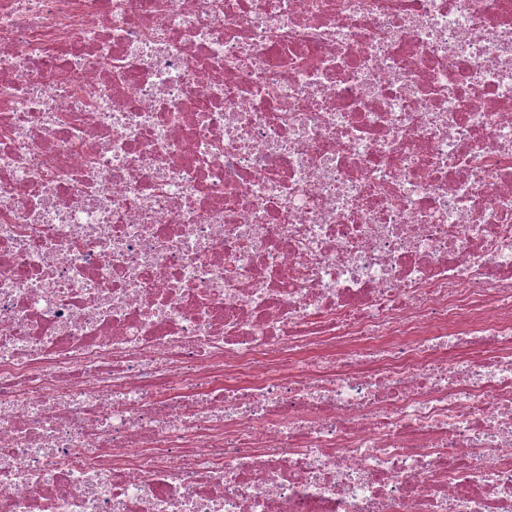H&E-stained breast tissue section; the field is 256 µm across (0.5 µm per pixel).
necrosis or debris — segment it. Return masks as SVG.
Here are the masks:
<instances>
[{
  "mask_svg": "<svg viewBox=\"0 0 512 512\" xmlns=\"http://www.w3.org/2000/svg\"><path fill=\"white\" fill-rule=\"evenodd\" d=\"M0 512H512V0H0Z\"/></svg>",
  "mask_w": 512,
  "mask_h": 512,
  "instance_id": "4bbe7bcc",
  "label": "necrosis or debris"
}]
</instances>
